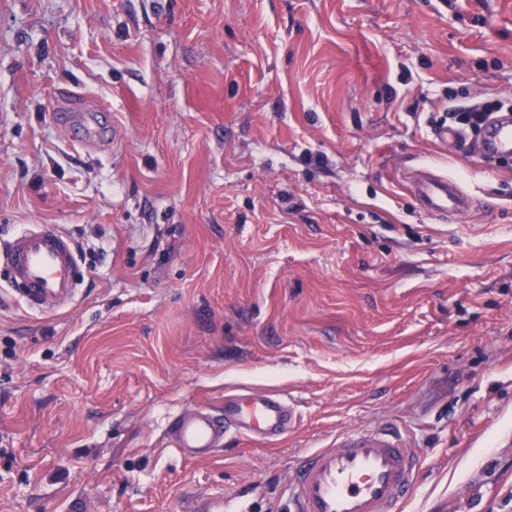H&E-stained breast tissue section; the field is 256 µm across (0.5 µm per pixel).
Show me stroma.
Returning a JSON list of instances; mask_svg holds the SVG:
<instances>
[{"label": "stroma", "instance_id": "35a3bbf8", "mask_svg": "<svg viewBox=\"0 0 512 512\" xmlns=\"http://www.w3.org/2000/svg\"><path fill=\"white\" fill-rule=\"evenodd\" d=\"M112 106L72 143L63 94ZM512 109V0H0V245L67 235L58 314L0 265V512H288L355 428L418 454L402 512H512V157L432 126ZM477 209L423 213L400 168ZM280 392L296 429L170 448L168 417ZM493 111L494 107L492 105L477 106L467 112H454L452 118L464 127L480 130L481 125L484 124Z\"/></svg>", "mask_w": 512, "mask_h": 512}]
</instances>
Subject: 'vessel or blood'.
<instances>
[{
  "instance_id": "obj_1",
  "label": "vessel or blood",
  "mask_w": 512,
  "mask_h": 512,
  "mask_svg": "<svg viewBox=\"0 0 512 512\" xmlns=\"http://www.w3.org/2000/svg\"><path fill=\"white\" fill-rule=\"evenodd\" d=\"M444 146H465L468 155H512V116H492L480 138L458 127H434ZM402 177L421 210L444 218L470 210L471 196L447 175L421 166L405 168ZM18 292L35 310L67 307L79 293L80 274L73 243L45 224H32L0 247ZM293 406L277 393L243 389L225 397L223 412L206 406L169 418L172 447L205 459L224 442L227 432L253 440H275L294 428ZM417 484L415 455L399 432L357 428L329 445L304 454L289 482L292 512H401Z\"/></svg>"
}]
</instances>
